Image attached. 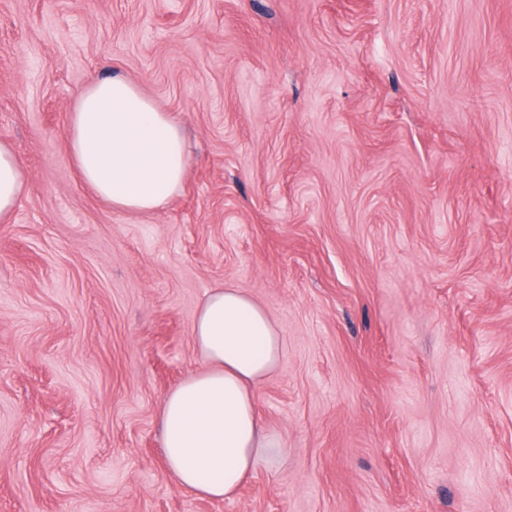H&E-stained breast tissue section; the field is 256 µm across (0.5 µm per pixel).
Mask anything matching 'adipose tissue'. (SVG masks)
Here are the masks:
<instances>
[{"label": "adipose tissue", "instance_id": "adipose-tissue-1", "mask_svg": "<svg viewBox=\"0 0 512 512\" xmlns=\"http://www.w3.org/2000/svg\"><path fill=\"white\" fill-rule=\"evenodd\" d=\"M67 139L82 182L122 212L164 208L187 171L183 134L139 87L122 78L79 91ZM25 175L0 141V221L21 197ZM202 370L166 396L161 418L168 469L191 494L235 495L264 448L277 447L261 423L255 389L278 367L283 341L266 310L239 289H213L193 323Z\"/></svg>", "mask_w": 512, "mask_h": 512}]
</instances>
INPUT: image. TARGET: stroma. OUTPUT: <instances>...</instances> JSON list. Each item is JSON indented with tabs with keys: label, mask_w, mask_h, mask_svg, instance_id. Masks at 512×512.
<instances>
[{
	"label": "stroma",
	"mask_w": 512,
	"mask_h": 512,
	"mask_svg": "<svg viewBox=\"0 0 512 512\" xmlns=\"http://www.w3.org/2000/svg\"><path fill=\"white\" fill-rule=\"evenodd\" d=\"M181 127V191L78 176L88 84ZM0 512H512V0H0ZM230 285L278 447L196 497L160 422ZM25 175L12 148L0 141V221L8 220L23 194Z\"/></svg>",
	"instance_id": "stroma-1"
}]
</instances>
